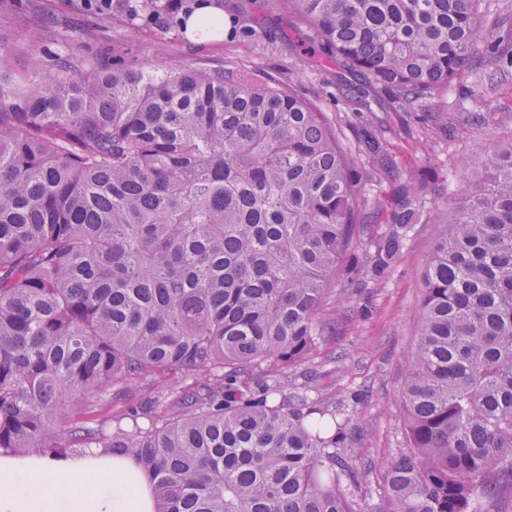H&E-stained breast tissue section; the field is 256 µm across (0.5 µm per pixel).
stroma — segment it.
Returning a JSON list of instances; mask_svg holds the SVG:
<instances>
[{
    "label": "stroma",
    "instance_id": "1",
    "mask_svg": "<svg viewBox=\"0 0 512 512\" xmlns=\"http://www.w3.org/2000/svg\"><path fill=\"white\" fill-rule=\"evenodd\" d=\"M38 5L57 22L37 41L31 38L32 22L0 13V69L15 78L48 72V53L64 44L82 59L104 55L113 45L122 44L137 66L200 64L243 68L259 77L275 75L325 112L346 147L356 145V132L366 115L346 96L355 78L331 60L308 62L304 54L307 28L274 0H225L226 11L240 6L245 19L255 20L257 36L241 42L219 36L192 47L172 34L161 38L149 30H130L117 17L106 24L93 15L60 10L58 0H38ZM488 73L484 66L463 73L448 90L429 100L427 113L447 119V133H426L425 113L407 114L388 105L376 111L398 171L424 167L436 171L439 202H456L460 182L481 146L512 138V121L501 118L502 110L512 109V78L491 87ZM479 83L486 86L483 109L488 117L475 126L461 120L470 109L463 93ZM439 235L435 216H428L414 225L388 279L359 292L333 286L317 315L323 334L310 356L290 373L296 383L311 378L319 400L344 408L349 443L361 451L356 462L363 474L359 497L372 510L383 504L380 492L387 466L406 445L400 391L408 355L418 337L421 272ZM155 394L147 383L127 393L113 386L93 405L68 407L65 415L77 422H100L150 401Z\"/></svg>",
    "mask_w": 512,
    "mask_h": 512
}]
</instances>
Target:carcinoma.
<instances>
[{
    "label": "carcinoma",
    "mask_w": 512,
    "mask_h": 512,
    "mask_svg": "<svg viewBox=\"0 0 512 512\" xmlns=\"http://www.w3.org/2000/svg\"><path fill=\"white\" fill-rule=\"evenodd\" d=\"M310 57L362 74L423 112L479 50L512 74V28L479 0H277ZM134 30L204 41L256 29L224 0H62ZM52 72L0 70V450L107 448L149 477L156 512H364L345 425L287 369L316 345L336 276L383 282L433 205L418 342L401 391L408 446L384 512H508L512 502V139L481 148L458 202L410 170L364 235L359 157L394 168L381 125L357 153L293 88L239 68L133 67L123 46ZM182 372L188 383L115 421L65 408L107 387ZM162 426L145 424L158 407Z\"/></svg>",
    "instance_id": "obj_1"
}]
</instances>
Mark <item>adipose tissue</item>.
I'll list each match as a JSON object with an SVG mask.
<instances>
[{
	"label": "adipose tissue",
	"mask_w": 512,
	"mask_h": 512,
	"mask_svg": "<svg viewBox=\"0 0 512 512\" xmlns=\"http://www.w3.org/2000/svg\"><path fill=\"white\" fill-rule=\"evenodd\" d=\"M0 512H156L151 484L133 457L0 451Z\"/></svg>",
	"instance_id": "adipose-tissue-1"
}]
</instances>
